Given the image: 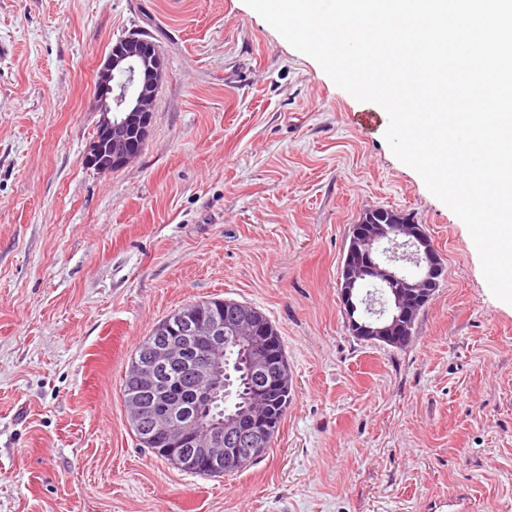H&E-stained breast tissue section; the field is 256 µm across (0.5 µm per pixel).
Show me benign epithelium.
<instances>
[{"label": "benign epithelium", "mask_w": 512, "mask_h": 512, "mask_svg": "<svg viewBox=\"0 0 512 512\" xmlns=\"http://www.w3.org/2000/svg\"><path fill=\"white\" fill-rule=\"evenodd\" d=\"M164 72L163 56L142 37L128 35L111 49L97 71L100 120L84 155L87 167L108 173L142 152ZM352 239L360 261L347 259L348 279L340 292L348 324L361 338L396 346L399 337L412 334L429 291L445 277V266L427 234L407 220L387 224L361 221L353 229ZM365 283L392 286L388 310L374 317L362 315L359 288ZM226 337L242 346L251 370L267 376L256 399L263 400L290 382L286 359L267 336L257 314L241 305L235 318L224 323L190 315L175 324L169 320L158 324L155 341L135 358L130 377L136 387L148 391L160 411L148 418L138 397L127 400L133 427L143 433L145 441L162 442L164 451L178 460L183 459V449L191 448L190 463L214 474L223 473L216 464L221 458L230 467L241 457L261 456L270 432L267 412L251 404L224 418L209 417L224 389ZM183 362L190 368L199 413L192 420L176 422L171 413L180 402L169 391L164 376Z\"/></svg>", "instance_id": "1"}]
</instances>
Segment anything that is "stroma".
<instances>
[{
	"mask_svg": "<svg viewBox=\"0 0 512 512\" xmlns=\"http://www.w3.org/2000/svg\"><path fill=\"white\" fill-rule=\"evenodd\" d=\"M134 32L166 71L140 156L101 174L96 73ZM0 43V512H512V305L382 107L245 0H0ZM372 208L446 269L399 348L354 336L338 290ZM215 297L266 314L293 387L219 477L143 447L123 396L156 325Z\"/></svg>",
	"mask_w": 512,
	"mask_h": 512,
	"instance_id": "35a3bbf8",
	"label": "stroma"
}]
</instances>
